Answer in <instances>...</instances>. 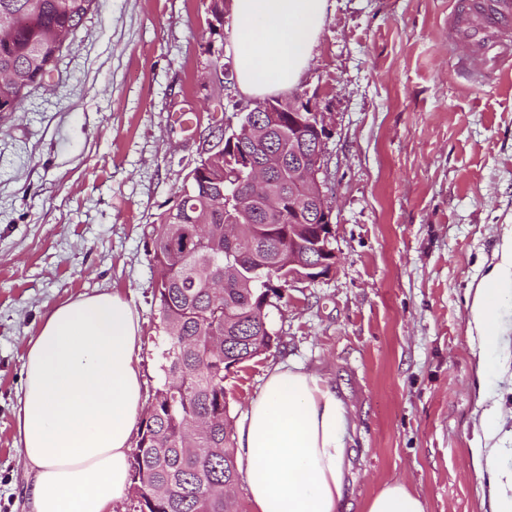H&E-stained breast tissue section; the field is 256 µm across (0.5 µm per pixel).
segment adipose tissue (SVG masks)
<instances>
[{"mask_svg": "<svg viewBox=\"0 0 512 512\" xmlns=\"http://www.w3.org/2000/svg\"><path fill=\"white\" fill-rule=\"evenodd\" d=\"M236 80L247 95L289 91L308 68L328 0H234ZM469 305L477 373L487 376L512 295V227ZM137 312L102 291L50 306L26 344L14 413L34 474L33 512H113L129 486L131 438L145 404ZM348 411L332 386L297 365L267 375L236 430V457L253 512H340L348 469ZM365 512H426L399 481Z\"/></svg>", "mask_w": 512, "mask_h": 512, "instance_id": "obj_1", "label": "adipose tissue"}]
</instances>
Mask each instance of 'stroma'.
Segmentation results:
<instances>
[{"instance_id": "35a3bbf8", "label": "stroma", "mask_w": 512, "mask_h": 512, "mask_svg": "<svg viewBox=\"0 0 512 512\" xmlns=\"http://www.w3.org/2000/svg\"><path fill=\"white\" fill-rule=\"evenodd\" d=\"M452 0H329L297 89L327 114L323 173L336 264L290 282L280 341L224 381L240 421L279 363L327 380L349 414L341 512L403 481L426 512H490L474 449L512 476V299L497 367L479 379L470 288L512 225V77L475 84L448 40ZM95 0L21 112L0 113V512H31L14 411L26 342L47 305L111 291L137 310L145 397L168 341L148 252L212 126L247 101L232 0ZM498 411L485 439L479 420Z\"/></svg>"}]
</instances>
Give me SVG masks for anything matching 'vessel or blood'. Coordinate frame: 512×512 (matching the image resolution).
<instances>
[{
  "label": "vessel or blood",
  "mask_w": 512,
  "mask_h": 512,
  "mask_svg": "<svg viewBox=\"0 0 512 512\" xmlns=\"http://www.w3.org/2000/svg\"><path fill=\"white\" fill-rule=\"evenodd\" d=\"M450 28L466 45L476 73H491L512 60V0H456Z\"/></svg>",
  "instance_id": "1"
}]
</instances>
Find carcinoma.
Masks as SVG:
<instances>
[{"label":"carcinoma","instance_id":"obj_1","mask_svg":"<svg viewBox=\"0 0 512 512\" xmlns=\"http://www.w3.org/2000/svg\"><path fill=\"white\" fill-rule=\"evenodd\" d=\"M93 3L0 0V112L22 111L73 44ZM250 117L266 134L239 142V153L257 161L276 150L292 163L311 155L303 135L288 145L274 113ZM194 172L151 234L154 294L168 349L165 381L140 422L131 462L136 512H243L237 495L211 493L238 480L224 380L278 341L269 314L288 288V224L296 223L300 248L315 233L317 215L300 220L264 207L288 194V167L255 186L224 169V152L217 151Z\"/></svg>","mask_w":512,"mask_h":512}]
</instances>
